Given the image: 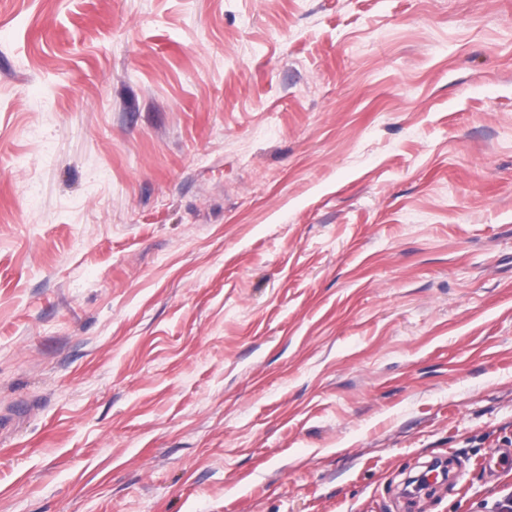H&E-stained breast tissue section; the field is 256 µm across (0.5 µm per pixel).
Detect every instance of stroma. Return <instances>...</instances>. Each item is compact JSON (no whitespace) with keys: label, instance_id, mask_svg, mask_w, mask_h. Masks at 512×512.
Masks as SVG:
<instances>
[{"label":"stroma","instance_id":"1","mask_svg":"<svg viewBox=\"0 0 512 512\" xmlns=\"http://www.w3.org/2000/svg\"><path fill=\"white\" fill-rule=\"evenodd\" d=\"M512 0H0V512H492Z\"/></svg>","mask_w":512,"mask_h":512}]
</instances>
